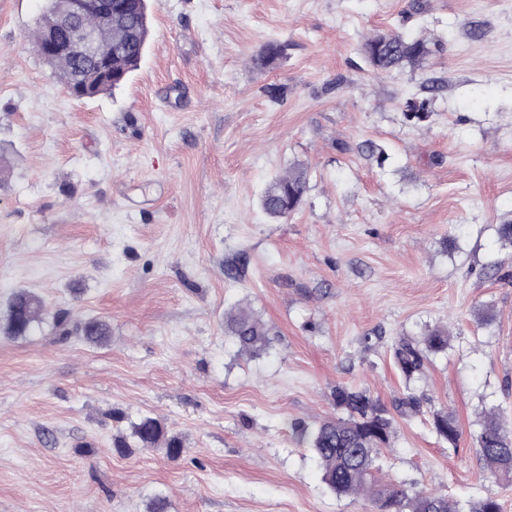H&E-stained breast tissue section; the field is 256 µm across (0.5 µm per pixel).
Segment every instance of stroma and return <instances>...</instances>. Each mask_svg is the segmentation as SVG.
<instances>
[{
    "label": "stroma",
    "mask_w": 512,
    "mask_h": 512,
    "mask_svg": "<svg viewBox=\"0 0 512 512\" xmlns=\"http://www.w3.org/2000/svg\"><path fill=\"white\" fill-rule=\"evenodd\" d=\"M44 5L0 0V512H373L291 426L335 418L341 385L392 404L394 340L437 327L448 350L413 388L459 444L398 420L384 470L512 512L475 448L486 415L512 424V0H150L140 67L87 100L34 49ZM391 31L435 42L427 63L374 74L362 44ZM272 40L286 56L255 67ZM296 160L304 201L270 219L260 195ZM21 289L44 315L10 336ZM238 306L263 352L225 336ZM144 416L178 458L115 448ZM224 333L233 336L243 351L256 353L268 343L269 328L248 308L238 307L224 320ZM430 424L437 437L455 447L461 435L455 418L444 410H433L430 415Z\"/></svg>",
    "instance_id": "35a3bbf8"
}]
</instances>
